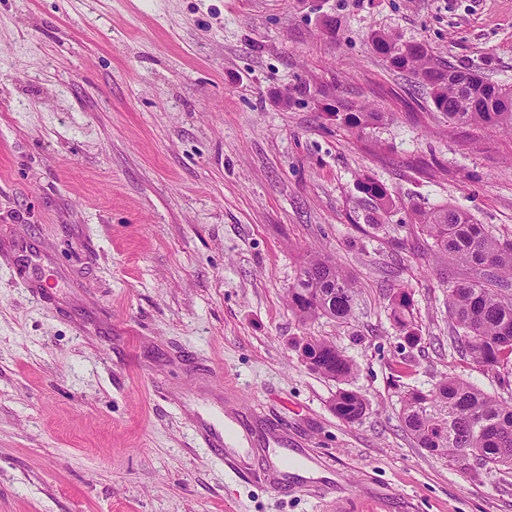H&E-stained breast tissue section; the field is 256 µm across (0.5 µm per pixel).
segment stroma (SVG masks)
<instances>
[{"label":"stroma","instance_id":"stroma-1","mask_svg":"<svg viewBox=\"0 0 512 512\" xmlns=\"http://www.w3.org/2000/svg\"><path fill=\"white\" fill-rule=\"evenodd\" d=\"M375 31L512 83V0H0V512H512L511 470L430 456L401 420L446 374L512 402V374L452 348L464 269L411 223L451 206L511 239L512 132L448 123ZM359 107L382 121L334 116ZM365 177L396 203L379 226ZM314 255L355 281L350 323L295 321ZM305 335L355 364L357 421ZM207 413L248 418L236 470ZM274 433L325 496L265 472ZM411 306L410 295L403 290L394 298L391 307L394 322L407 336H414L416 333L410 319ZM332 407L339 419L354 422L361 417L366 405L364 398L358 392L339 389L333 399ZM202 444L208 452L219 460L230 462L229 448H224V431L215 426H205L199 433Z\"/></svg>","mask_w":512,"mask_h":512}]
</instances>
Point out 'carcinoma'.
Returning a JSON list of instances; mask_svg holds the SVG:
<instances>
[{
	"label": "carcinoma",
	"instance_id": "carcinoma-1",
	"mask_svg": "<svg viewBox=\"0 0 512 512\" xmlns=\"http://www.w3.org/2000/svg\"><path fill=\"white\" fill-rule=\"evenodd\" d=\"M374 51L396 71L414 74L437 112L452 124L481 125L512 130V84H493L471 72L436 65L427 48L393 35L374 33ZM348 126L365 129L380 119L359 109L338 112ZM360 189L370 203L369 220L379 225L392 207L386 187L365 178ZM416 228L433 239L438 257L468 268V275L450 283L445 307L457 329L452 345L458 352L490 369L512 368V239L492 235L463 212L440 207L414 210ZM356 288L328 257L312 256L299 266L288 288V306L299 325L326 317L338 323L354 314ZM410 295L401 291L393 300L394 322L415 335L410 319ZM302 361L313 371L338 382L346 381L353 365L330 342L310 336L295 343ZM332 407L346 422L364 412V398L340 389ZM402 421L417 447L432 456H474L492 467H512V404L505 405L454 375H444L427 393L411 392Z\"/></svg>",
	"mask_w": 512,
	"mask_h": 512
}]
</instances>
